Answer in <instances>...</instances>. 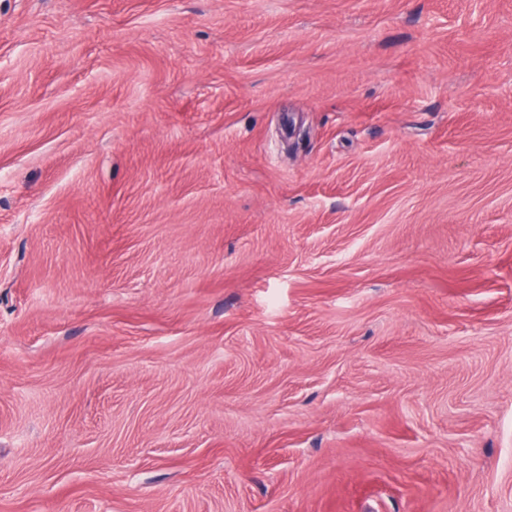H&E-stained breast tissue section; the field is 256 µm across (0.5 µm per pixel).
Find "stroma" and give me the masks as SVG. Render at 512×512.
Returning a JSON list of instances; mask_svg holds the SVG:
<instances>
[{"label": "stroma", "instance_id": "1", "mask_svg": "<svg viewBox=\"0 0 512 512\" xmlns=\"http://www.w3.org/2000/svg\"><path fill=\"white\" fill-rule=\"evenodd\" d=\"M0 512H512V0H0Z\"/></svg>", "mask_w": 512, "mask_h": 512}]
</instances>
